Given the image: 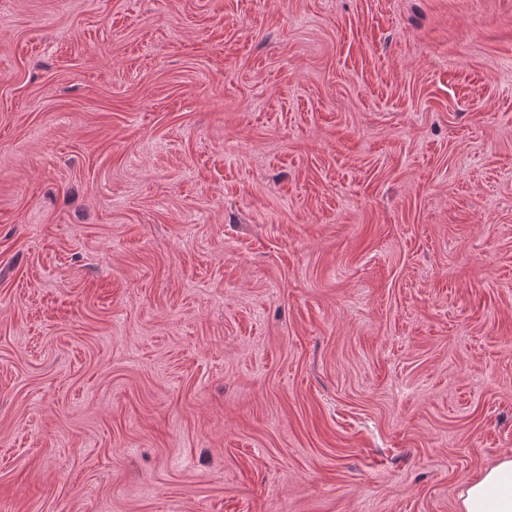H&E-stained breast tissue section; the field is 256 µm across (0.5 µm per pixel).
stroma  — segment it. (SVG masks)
<instances>
[{"label": "stroma", "instance_id": "obj_1", "mask_svg": "<svg viewBox=\"0 0 512 512\" xmlns=\"http://www.w3.org/2000/svg\"><path fill=\"white\" fill-rule=\"evenodd\" d=\"M512 456V0H0V512H458Z\"/></svg>", "mask_w": 512, "mask_h": 512}]
</instances>
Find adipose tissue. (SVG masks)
<instances>
[{
	"mask_svg": "<svg viewBox=\"0 0 512 512\" xmlns=\"http://www.w3.org/2000/svg\"><path fill=\"white\" fill-rule=\"evenodd\" d=\"M460 512H512V457L484 471L459 493Z\"/></svg>",
	"mask_w": 512,
	"mask_h": 512,
	"instance_id": "adipose-tissue-1",
	"label": "adipose tissue"
}]
</instances>
